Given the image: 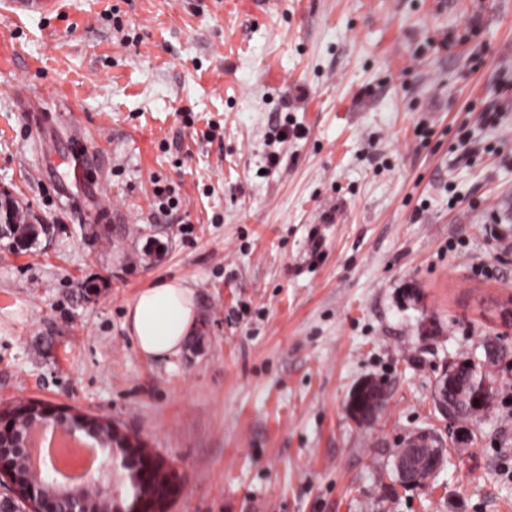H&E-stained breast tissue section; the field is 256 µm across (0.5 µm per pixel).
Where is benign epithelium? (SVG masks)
<instances>
[{
    "label": "benign epithelium",
    "mask_w": 512,
    "mask_h": 512,
    "mask_svg": "<svg viewBox=\"0 0 512 512\" xmlns=\"http://www.w3.org/2000/svg\"><path fill=\"white\" fill-rule=\"evenodd\" d=\"M14 234L20 238L35 234V226L22 220L10 203H0V235ZM468 387L475 393L479 408L487 410L493 399L490 383L472 373ZM385 391L361 382L353 391L347 405L349 414L359 423L379 413ZM29 410L19 414L0 411V477L10 483L11 495L0 499V512H58V504L65 500L69 512H167L168 505L178 491V476L163 459L133 440L120 434L109 422L84 414L69 413L41 402L28 403ZM53 427L75 439L94 442L106 440L104 431L111 432L112 445L104 449V459L98 468L80 486H64L56 478H48L44 471L29 466V448L25 431L32 428ZM430 435H414L405 447L396 451L395 458L406 477L405 485L419 486L439 471L448 454V448L432 447ZM139 460L145 463V476L162 486V495L144 506L139 495L132 503L122 505L117 491L116 474L119 469Z\"/></svg>",
    "instance_id": "obj_1"
}]
</instances>
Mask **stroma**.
Here are the masks:
<instances>
[{"instance_id":"stroma-1","label":"stroma","mask_w":512,"mask_h":512,"mask_svg":"<svg viewBox=\"0 0 512 512\" xmlns=\"http://www.w3.org/2000/svg\"><path fill=\"white\" fill-rule=\"evenodd\" d=\"M282 117L302 138L272 144ZM0 199L40 229L0 239V410L112 421L177 470L169 512H512V329L483 307L512 298V0H0ZM160 276L199 325L154 360L124 316ZM488 336L493 403L447 421L436 382ZM422 428L444 468L393 484ZM384 398L385 390L363 381L353 391L347 410L358 423H364L382 410L383 407L380 409L379 407L382 405ZM359 400L364 401L362 405L358 404Z\"/></svg>"}]
</instances>
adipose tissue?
Instances as JSON below:
<instances>
[{"label":"adipose tissue","mask_w":512,"mask_h":512,"mask_svg":"<svg viewBox=\"0 0 512 512\" xmlns=\"http://www.w3.org/2000/svg\"><path fill=\"white\" fill-rule=\"evenodd\" d=\"M195 292L180 278H159L127 304L125 328L144 357L163 360L181 351L196 326Z\"/></svg>","instance_id":"1"}]
</instances>
